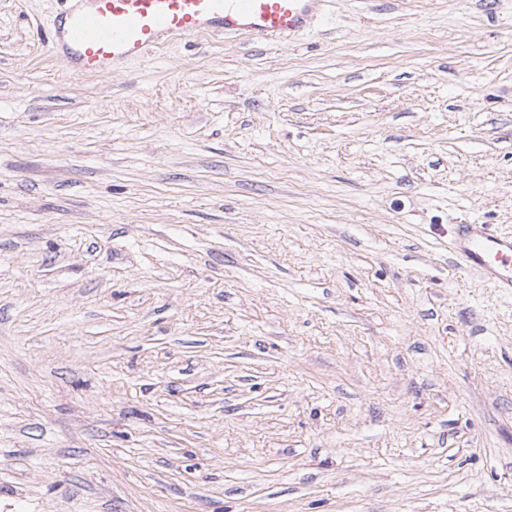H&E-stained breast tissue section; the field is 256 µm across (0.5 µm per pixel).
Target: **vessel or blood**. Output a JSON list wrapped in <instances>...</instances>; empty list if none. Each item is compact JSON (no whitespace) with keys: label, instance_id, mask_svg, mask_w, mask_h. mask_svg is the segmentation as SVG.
<instances>
[{"label":"vessel or blood","instance_id":"1","mask_svg":"<svg viewBox=\"0 0 512 512\" xmlns=\"http://www.w3.org/2000/svg\"><path fill=\"white\" fill-rule=\"evenodd\" d=\"M328 0H81L61 18L51 48L76 73H105L143 59L166 40L200 33L277 43L310 31ZM458 268L512 294V234L460 224L451 240Z\"/></svg>","mask_w":512,"mask_h":512}]
</instances>
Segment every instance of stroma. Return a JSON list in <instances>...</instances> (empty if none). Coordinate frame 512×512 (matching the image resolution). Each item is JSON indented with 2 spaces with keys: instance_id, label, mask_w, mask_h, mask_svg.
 <instances>
[{
  "instance_id": "obj_1",
  "label": "stroma",
  "mask_w": 512,
  "mask_h": 512,
  "mask_svg": "<svg viewBox=\"0 0 512 512\" xmlns=\"http://www.w3.org/2000/svg\"><path fill=\"white\" fill-rule=\"evenodd\" d=\"M0 0V512H512V0H330L109 74ZM451 250L459 269L476 271L487 285L512 295V234L490 224H456Z\"/></svg>"
}]
</instances>
